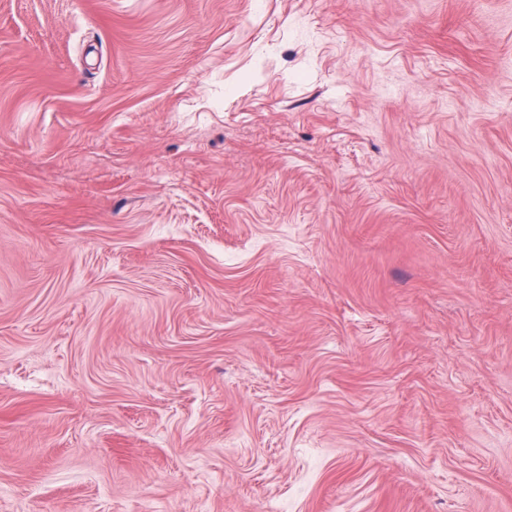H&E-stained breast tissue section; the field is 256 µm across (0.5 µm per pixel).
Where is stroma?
Instances as JSON below:
<instances>
[{"mask_svg":"<svg viewBox=\"0 0 512 512\" xmlns=\"http://www.w3.org/2000/svg\"><path fill=\"white\" fill-rule=\"evenodd\" d=\"M512 512V0H0V512Z\"/></svg>","mask_w":512,"mask_h":512,"instance_id":"obj_1","label":"stroma"}]
</instances>
